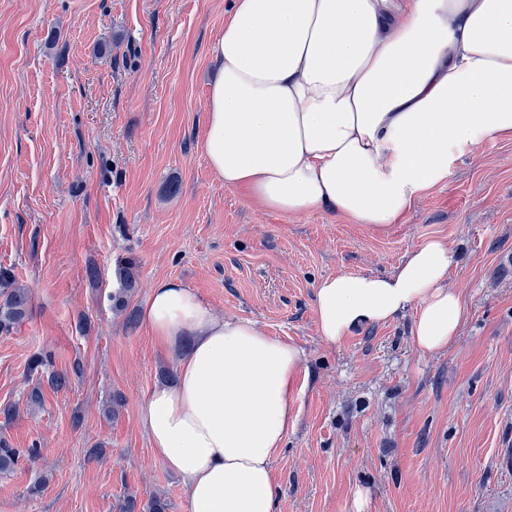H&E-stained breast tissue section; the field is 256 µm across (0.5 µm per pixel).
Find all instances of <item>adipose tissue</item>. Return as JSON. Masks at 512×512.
I'll list each match as a JSON object with an SVG mask.
<instances>
[{
  "label": "adipose tissue",
  "instance_id": "adipose-tissue-1",
  "mask_svg": "<svg viewBox=\"0 0 512 512\" xmlns=\"http://www.w3.org/2000/svg\"><path fill=\"white\" fill-rule=\"evenodd\" d=\"M212 54L203 152L267 211L383 230L465 153L512 139V0H236ZM453 265L431 239L391 273L322 278L319 335L335 344L410 311L418 350L448 348L463 317ZM141 315L159 345L185 347L140 419L188 512H276L271 461L297 421L303 350L177 280Z\"/></svg>",
  "mask_w": 512,
  "mask_h": 512
}]
</instances>
